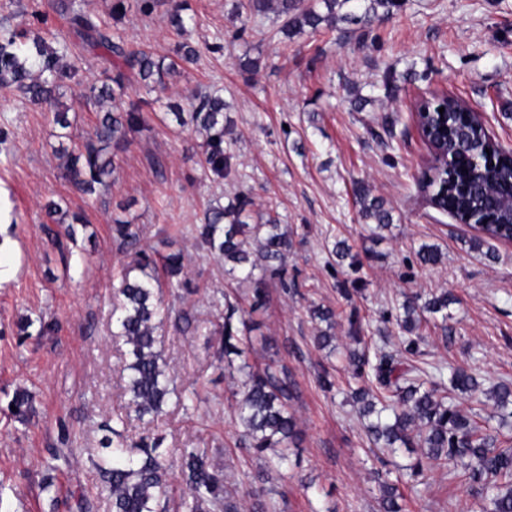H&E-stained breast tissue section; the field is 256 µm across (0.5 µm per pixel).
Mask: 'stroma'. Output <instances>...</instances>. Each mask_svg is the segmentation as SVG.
Instances as JSON below:
<instances>
[{"label": "stroma", "mask_w": 512, "mask_h": 512, "mask_svg": "<svg viewBox=\"0 0 512 512\" xmlns=\"http://www.w3.org/2000/svg\"><path fill=\"white\" fill-rule=\"evenodd\" d=\"M185 2L196 23L180 33L169 14ZM230 0H165L152 14L129 8L124 36L154 55L173 58L178 44L199 52L165 92L185 103L201 88L221 93L230 105L239 179L204 177L203 138L172 119H152L120 156V177L100 197L80 194L62 175L57 154L64 140L47 106L0 88V409L19 386L36 393V415L23 426L0 412V512H77L87 498L94 512H110L99 494L91 450L105 419L125 400L120 354L113 346L110 300L126 256L112 239L121 220L140 229L141 244L167 254L182 252L192 272L193 292L165 299L188 310L187 332L165 328L161 340L170 372L199 384L197 408L184 413L168 405L154 424L131 422L130 437H161V450L205 452L224 473L234 498L257 484L259 462L235 447L230 404L234 386L224 376L221 337L213 297L234 289L224 267L198 250L192 227L208 204L243 193L253 212L278 218L292 239L288 275L297 291L269 284L263 307L253 313L250 363L275 360L294 383L292 410L303 430L299 448L276 474L275 494L246 500L247 512H379L375 474L413 461L372 447L347 394L340 353L313 343L317 324L310 305L336 311V343H345L350 315L381 327L383 312L404 296L448 292V324L427 321L422 346L427 361L463 367L487 382L512 380V244L491 238L469 246L476 229L457 223L430 202L432 191L416 176L432 150L415 122L418 107L433 96L459 99L481 112L492 141L512 148V0H407L402 10L365 28L346 22L335 30L291 39L237 32L227 19ZM39 11L55 34L68 33L62 0H0V25L26 27ZM260 61L257 73L239 59ZM365 98L354 110L355 97ZM396 118L393 147L376 135L383 120ZM364 181L381 197L393 221L372 237L353 192ZM57 202L83 217L89 232L61 251L40 231L47 206ZM346 241L361 262L337 267L331 250ZM443 254L437 266L417 264L420 245ZM359 291H352V284ZM350 297H341V289ZM55 320L42 336L40 319ZM29 322L30 335L19 326ZM334 370L336 388L317 383L322 368ZM72 434L69 463L56 474L57 498L43 491L44 462L58 446L60 425ZM448 463L403 485L405 512H485L487 504Z\"/></svg>", "instance_id": "1"}]
</instances>
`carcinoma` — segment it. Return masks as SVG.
<instances>
[{
	"label": "carcinoma",
	"mask_w": 512,
	"mask_h": 512,
	"mask_svg": "<svg viewBox=\"0 0 512 512\" xmlns=\"http://www.w3.org/2000/svg\"><path fill=\"white\" fill-rule=\"evenodd\" d=\"M230 20L241 23V30L251 27L258 32L276 30L285 38L310 30H333L343 21L368 27L403 6V0H322L323 9L310 0H231ZM127 0H112L111 21L84 10L77 0H69L65 10L71 37L43 34L38 28L0 29V87H10L34 103L54 105L61 89L80 71L73 48L94 53L113 66L112 74L101 84L83 89V96L96 108L92 131L77 147L65 155V177L86 196L102 195L112 190L119 169V153L130 145V135L150 130L141 104H121L129 88L138 84L163 94L168 78L181 74L183 65L194 64L197 50L188 43L179 46L177 58L164 62L150 51L134 48L125 40L119 24L127 15ZM189 111L173 116L205 138L203 173L213 181L231 176L232 134L224 124L229 104L220 94L198 89L188 99ZM448 112L446 150L454 178L448 180V200H440L449 215L486 220L480 230L488 237L507 241L512 238V208L503 201L512 185V166L507 160L490 163L486 150L491 145L484 135L463 116L456 103L443 96L432 105ZM355 196L361 217L374 229L389 227L390 210L371 195L362 181L356 183ZM251 199L240 194L228 204L212 201L204 222L196 225L199 246L211 257L229 265L228 273L240 283L253 286L251 308L259 306L268 283L275 282L284 292L295 288L288 278V252L292 246L288 233L277 219L267 216L263 224H249ZM50 224L42 231L54 245H61L60 235L75 240L76 225L87 228L75 215L65 222L67 212L60 205L48 206ZM114 241L130 254L133 264L120 271L119 286L112 303L111 338L124 351V370L128 372L125 411L101 423L105 435L99 440L94 468L100 479V495L109 502L111 512H168L167 483L174 461L159 451L160 442L150 436L134 440L126 435L131 419L146 417L155 421L165 414L171 400L184 412L195 409L196 391L179 390L168 369L161 332L167 326L184 331L190 326L188 314L165 303L163 288L173 284L186 288L189 271L179 251L160 257L140 244L139 229L117 221L112 225ZM336 265L360 262L344 241L334 244ZM420 264L441 263V253L430 245L416 251ZM452 300L448 293L427 298L415 294L383 317L401 333L400 348L391 352L387 343H374L357 316L348 319L345 370L354 379H364L367 386L353 390L359 403L358 415L364 421L369 441L378 448H418L420 455L409 465L410 475L432 470L448 461L462 464L461 476L488 502L489 512H512V451L497 446L498 436L479 424L473 416L462 413L439 394L444 366L422 359L420 334L425 314L446 322ZM215 309H224L218 324L222 336L220 354L224 368L234 367L236 359L252 347V328L237 297L224 294L212 300ZM310 317L326 325L313 337L321 349L336 350V313L320 305L309 308ZM238 389L230 404L237 426L236 445L246 448L264 462L259 475L263 481L288 462L290 445L300 440V429L292 412L294 384L288 373L274 363L252 366L245 362ZM451 389L462 394L480 392L492 402L499 428L508 427L512 418V381L499 380L484 390L478 377L465 370L452 371ZM14 421L30 423L36 413L35 393L16 389L6 405ZM181 497L189 512H239V503L224 493V478L208 457L194 450L182 449L179 457ZM403 476L384 479L378 484L382 512H404L400 491Z\"/></svg>",
	"instance_id": "cac0c4a2"
}]
</instances>
